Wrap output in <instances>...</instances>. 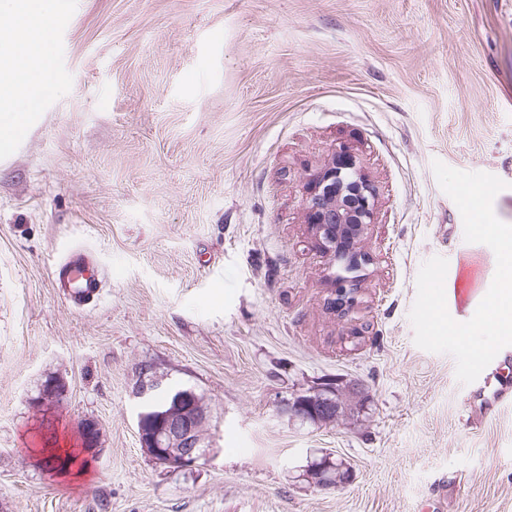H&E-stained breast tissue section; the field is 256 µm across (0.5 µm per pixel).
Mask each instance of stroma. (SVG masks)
<instances>
[{
    "instance_id": "35a3bbf8",
    "label": "stroma",
    "mask_w": 512,
    "mask_h": 512,
    "mask_svg": "<svg viewBox=\"0 0 512 512\" xmlns=\"http://www.w3.org/2000/svg\"><path fill=\"white\" fill-rule=\"evenodd\" d=\"M47 35L55 88L0 145V512H512V405L467 414L409 320L426 260L496 270L433 160L505 181L512 224V0H65ZM343 144L376 197L340 320L304 208ZM76 248L102 276L80 308L54 282ZM145 362L206 398L217 455L144 454ZM48 374L68 392L46 416ZM333 377L358 419L281 413ZM85 417L98 458L47 467L43 419L63 440ZM325 455L349 484L308 481ZM45 378L37 395L29 399L30 405L37 410L60 405L68 390L66 382L61 377L48 374Z\"/></svg>"
}]
</instances>
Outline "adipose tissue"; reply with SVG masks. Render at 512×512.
Listing matches in <instances>:
<instances>
[{"label": "adipose tissue", "instance_id": "ef3b65f1", "mask_svg": "<svg viewBox=\"0 0 512 512\" xmlns=\"http://www.w3.org/2000/svg\"><path fill=\"white\" fill-rule=\"evenodd\" d=\"M59 0H0V139L10 140L29 122L28 102L53 85L41 22L58 12Z\"/></svg>", "mask_w": 512, "mask_h": 512}]
</instances>
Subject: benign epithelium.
I'll use <instances>...</instances> for the list:
<instances>
[{"mask_svg":"<svg viewBox=\"0 0 512 512\" xmlns=\"http://www.w3.org/2000/svg\"><path fill=\"white\" fill-rule=\"evenodd\" d=\"M374 215V189L360 172L355 153L342 146L307 185L305 220L310 224L315 246L336 261L352 262L361 267L365 256L354 250L355 243L366 233ZM353 278L338 276L334 301L337 308L348 313L356 304ZM144 379L136 387L137 397L151 402L155 411L139 413L137 428L141 447L154 462L174 468L191 467L217 454L218 448L208 438L207 425L211 414L203 396L191 390L171 396L162 379L149 374L151 367L141 368ZM66 382L48 374L30 405L37 410L58 406L66 395ZM341 403L320 388L296 394L283 402L282 411L302 422L318 424L340 411ZM80 450L87 463L101 452L102 425L98 419L85 417L78 421ZM338 463L322 458L309 470L310 479L319 486H338L352 479V472L332 479Z\"/></svg>","mask_w":512,"mask_h":512,"instance_id":"obj_1","label":"benign epithelium"}]
</instances>
